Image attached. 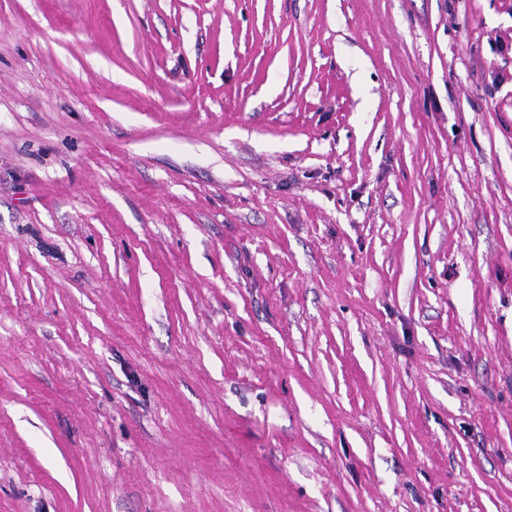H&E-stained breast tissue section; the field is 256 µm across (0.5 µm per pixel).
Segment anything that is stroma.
I'll use <instances>...</instances> for the list:
<instances>
[{
  "label": "stroma",
  "mask_w": 512,
  "mask_h": 512,
  "mask_svg": "<svg viewBox=\"0 0 512 512\" xmlns=\"http://www.w3.org/2000/svg\"><path fill=\"white\" fill-rule=\"evenodd\" d=\"M0 512H512V0H0Z\"/></svg>",
  "instance_id": "1"
}]
</instances>
